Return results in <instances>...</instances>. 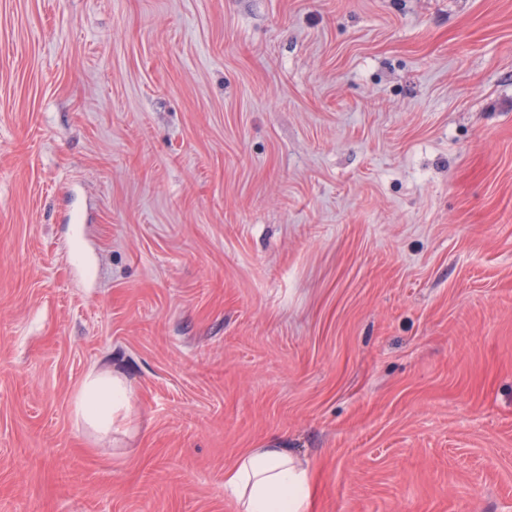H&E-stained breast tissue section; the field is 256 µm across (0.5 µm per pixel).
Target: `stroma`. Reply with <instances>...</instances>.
<instances>
[{"label":"stroma","mask_w":512,"mask_h":512,"mask_svg":"<svg viewBox=\"0 0 512 512\" xmlns=\"http://www.w3.org/2000/svg\"><path fill=\"white\" fill-rule=\"evenodd\" d=\"M270 445L512 512V0H0V512H235ZM133 391L127 378L112 368L92 370L72 400L75 418L101 438L112 433L130 436L141 427V418L134 412Z\"/></svg>","instance_id":"stroma-1"}]
</instances>
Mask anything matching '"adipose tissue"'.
Returning <instances> with one entry per match:
<instances>
[{
	"instance_id": "adipose-tissue-1",
	"label": "adipose tissue",
	"mask_w": 512,
	"mask_h": 512,
	"mask_svg": "<svg viewBox=\"0 0 512 512\" xmlns=\"http://www.w3.org/2000/svg\"><path fill=\"white\" fill-rule=\"evenodd\" d=\"M133 391L121 372H89L72 400L75 418L99 437L129 436L141 427ZM224 494L237 512H308L310 474L306 463L286 448H253L224 474Z\"/></svg>"
}]
</instances>
